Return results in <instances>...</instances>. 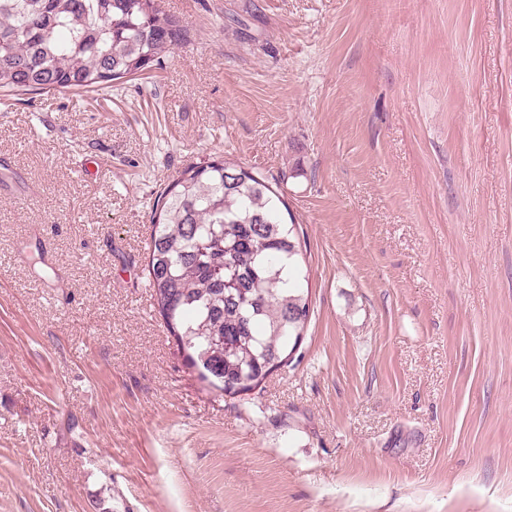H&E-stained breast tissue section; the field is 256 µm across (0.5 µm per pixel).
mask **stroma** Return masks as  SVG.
Instances as JSON below:
<instances>
[{"instance_id": "35a3bbf8", "label": "stroma", "mask_w": 512, "mask_h": 512, "mask_svg": "<svg viewBox=\"0 0 512 512\" xmlns=\"http://www.w3.org/2000/svg\"><path fill=\"white\" fill-rule=\"evenodd\" d=\"M158 4L190 36L147 74L0 103V512H512V0ZM218 159L310 270L234 398L144 271Z\"/></svg>"}]
</instances>
